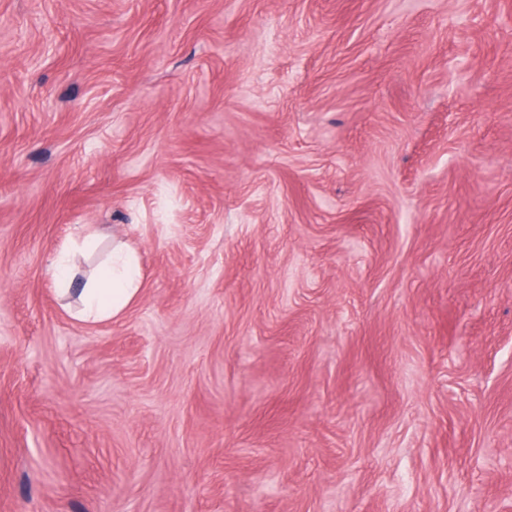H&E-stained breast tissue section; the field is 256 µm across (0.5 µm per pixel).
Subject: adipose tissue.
Returning <instances> with one entry per match:
<instances>
[{"label":"adipose tissue","instance_id":"adipose-tissue-1","mask_svg":"<svg viewBox=\"0 0 512 512\" xmlns=\"http://www.w3.org/2000/svg\"><path fill=\"white\" fill-rule=\"evenodd\" d=\"M99 244L97 234L66 240L50 264L55 288L60 296H68L76 273L72 263L74 251L92 252ZM142 280L136 252L123 245L113 246L104 264L83 284L79 294L78 320L94 325L119 317L137 298Z\"/></svg>","mask_w":512,"mask_h":512}]
</instances>
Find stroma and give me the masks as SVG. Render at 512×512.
<instances>
[{
  "label": "stroma",
  "mask_w": 512,
  "mask_h": 512,
  "mask_svg": "<svg viewBox=\"0 0 512 512\" xmlns=\"http://www.w3.org/2000/svg\"><path fill=\"white\" fill-rule=\"evenodd\" d=\"M0 512H512V0H0ZM99 244V236L95 233L86 234L78 240L68 239L57 250L50 264V272L55 288L60 296H68L76 273L72 263L75 250L93 252ZM142 280L138 254L118 243L78 294L75 317L94 325L119 317L137 298Z\"/></svg>",
  "instance_id": "stroma-1"
}]
</instances>
